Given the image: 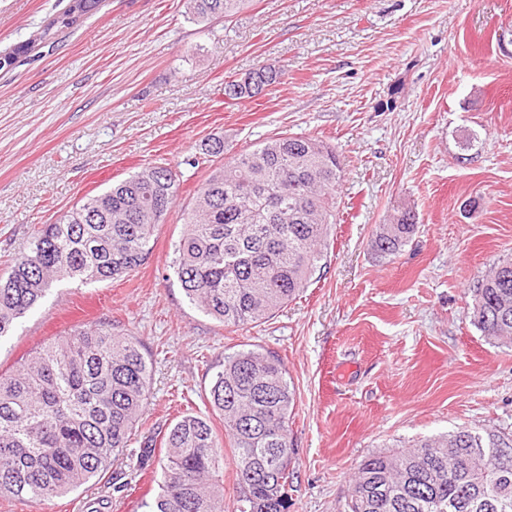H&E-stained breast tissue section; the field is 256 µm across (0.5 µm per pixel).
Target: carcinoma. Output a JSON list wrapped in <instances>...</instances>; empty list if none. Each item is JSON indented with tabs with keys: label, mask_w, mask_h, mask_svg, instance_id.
I'll use <instances>...</instances> for the list:
<instances>
[{
	"label": "carcinoma",
	"mask_w": 512,
	"mask_h": 512,
	"mask_svg": "<svg viewBox=\"0 0 512 512\" xmlns=\"http://www.w3.org/2000/svg\"><path fill=\"white\" fill-rule=\"evenodd\" d=\"M197 22L235 12L242 0H189ZM101 0H72L69 26ZM336 148L310 137L278 136L213 169L185 218L173 263L188 301L226 326L270 318L295 300L324 256L337 223ZM164 166L140 171L34 232L0 278V340L53 282L115 280L139 268L156 225L177 195ZM417 224L393 209L374 251L396 257ZM473 323L512 346V256L477 280ZM139 342L109 326L75 329L0 374V497L38 506L98 477L131 445L149 394ZM236 468L233 512H288L295 392L276 355L242 349L224 356L210 389ZM159 492L148 512H224V448L209 419L188 414L162 438ZM512 434L459 427L396 445L354 469L349 512H512ZM155 441L136 450L138 470Z\"/></svg>",
	"instance_id": "cac0c4a2"
}]
</instances>
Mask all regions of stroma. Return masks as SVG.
<instances>
[{"label":"stroma","mask_w":512,"mask_h":512,"mask_svg":"<svg viewBox=\"0 0 512 512\" xmlns=\"http://www.w3.org/2000/svg\"><path fill=\"white\" fill-rule=\"evenodd\" d=\"M0 0V275L35 229L152 166L178 176L152 251L128 277L54 282L0 340V372L80 327L135 337L149 395L135 441L211 417L227 354L279 356L296 394L288 512H344L366 456L461 426L512 433V347L471 318V289L512 255V0H243L199 23L188 0ZM280 83L229 99L260 66ZM479 149L464 150L468 133ZM276 136L317 137L345 166L340 222L303 294L265 322L226 327L191 305L172 268L183 215L215 164ZM417 230L394 259L370 240L394 206ZM122 455L107 474L0 512H147L159 491Z\"/></svg>","instance_id":"1"}]
</instances>
